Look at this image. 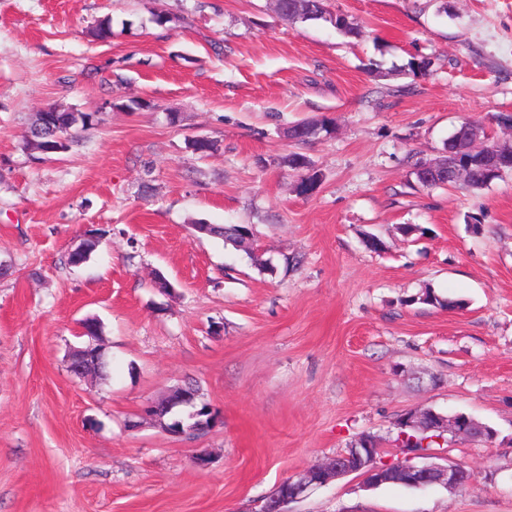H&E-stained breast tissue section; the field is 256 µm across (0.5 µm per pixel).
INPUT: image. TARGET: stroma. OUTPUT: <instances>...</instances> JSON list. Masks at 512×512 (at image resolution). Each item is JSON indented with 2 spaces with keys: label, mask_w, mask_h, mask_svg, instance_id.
<instances>
[{
  "label": "stroma",
  "mask_w": 512,
  "mask_h": 512,
  "mask_svg": "<svg viewBox=\"0 0 512 512\" xmlns=\"http://www.w3.org/2000/svg\"><path fill=\"white\" fill-rule=\"evenodd\" d=\"M325 7L360 36L285 21L275 0H0V512H256L359 434L401 461L394 422L423 408L496 431L436 450L473 483L353 474L288 512H512V174L423 189L409 163L465 121L512 140V0ZM105 16L102 44L88 30ZM50 105L94 121L43 162L23 136ZM324 117L299 149L321 178L307 196L287 132ZM196 222L252 225L254 258ZM91 232L98 250L66 265ZM88 317L108 365L76 376ZM188 379L220 415L194 437L143 413Z\"/></svg>",
  "instance_id": "stroma-1"
}]
</instances>
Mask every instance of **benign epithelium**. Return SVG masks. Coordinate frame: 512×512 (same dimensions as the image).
Returning <instances> with one entry per match:
<instances>
[{
	"mask_svg": "<svg viewBox=\"0 0 512 512\" xmlns=\"http://www.w3.org/2000/svg\"><path fill=\"white\" fill-rule=\"evenodd\" d=\"M474 128L475 123L470 121L458 127L453 149L445 151L446 157L427 165L429 172L424 174L425 181L430 182L435 178L459 183L467 178L475 163L499 175L504 174L506 167L512 169V154H503L499 150V143L486 142L480 147L473 146L471 132ZM402 418L425 433L439 431L454 439H483L490 442L495 437L492 429L461 415L443 416L424 411L409 412ZM380 453L382 448L376 440L367 439L352 444L345 452L324 463L310 466L278 485L272 500L264 505L262 512H287L286 506L302 498L309 490L352 474L361 477L363 484L370 488L407 482L417 486L440 485L452 491L475 479L474 472L460 463L450 461L441 465L435 462V456L425 448L410 451L413 457L419 459L417 463L409 459L401 464L380 465L377 462Z\"/></svg>",
	"mask_w": 512,
	"mask_h": 512,
	"instance_id": "benign-epithelium-1",
	"label": "benign epithelium"
}]
</instances>
